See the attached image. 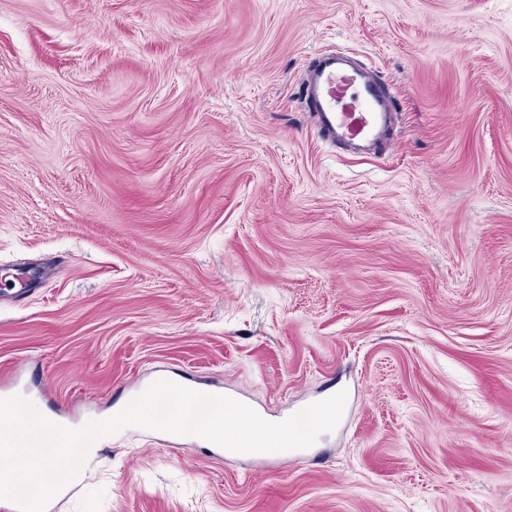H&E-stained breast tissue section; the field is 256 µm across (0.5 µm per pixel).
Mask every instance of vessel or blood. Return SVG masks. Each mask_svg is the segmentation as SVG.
Returning a JSON list of instances; mask_svg holds the SVG:
<instances>
[{"label":"vessel or blood","instance_id":"obj_1","mask_svg":"<svg viewBox=\"0 0 512 512\" xmlns=\"http://www.w3.org/2000/svg\"><path fill=\"white\" fill-rule=\"evenodd\" d=\"M300 89L303 110L325 143L356 155L395 148L397 94L373 70L323 52L307 65Z\"/></svg>","mask_w":512,"mask_h":512}]
</instances>
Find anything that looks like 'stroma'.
<instances>
[{"mask_svg": "<svg viewBox=\"0 0 512 512\" xmlns=\"http://www.w3.org/2000/svg\"><path fill=\"white\" fill-rule=\"evenodd\" d=\"M322 50L402 98L358 159ZM315 444L129 427L55 512H512V0H0V399L72 428L156 379ZM300 89L303 112L325 143L343 145L356 155L395 148L397 94L373 70L323 52L306 66Z\"/></svg>", "mask_w": 512, "mask_h": 512, "instance_id": "stroma-1", "label": "stroma"}]
</instances>
